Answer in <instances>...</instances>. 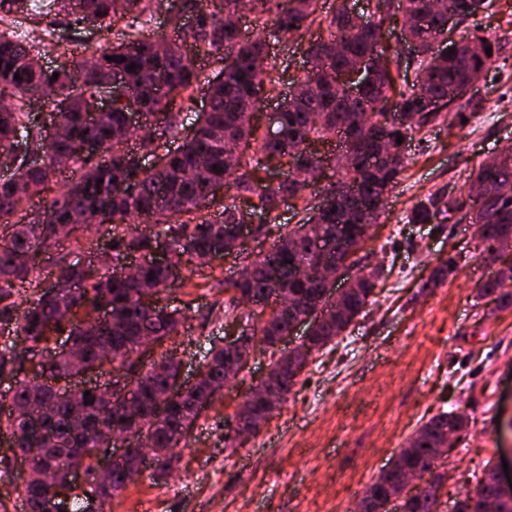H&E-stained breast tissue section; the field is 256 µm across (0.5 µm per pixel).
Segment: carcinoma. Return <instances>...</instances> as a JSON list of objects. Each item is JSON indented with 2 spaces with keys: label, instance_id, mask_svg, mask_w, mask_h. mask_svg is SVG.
Returning <instances> with one entry per match:
<instances>
[{
  "label": "carcinoma",
  "instance_id": "cac0c4a2",
  "mask_svg": "<svg viewBox=\"0 0 512 512\" xmlns=\"http://www.w3.org/2000/svg\"><path fill=\"white\" fill-rule=\"evenodd\" d=\"M389 2L378 0L379 15L360 26L346 0H334L326 18L327 36L310 46L311 67L301 80L306 88L291 107L280 112L279 136L273 140L258 136L252 124L256 103L273 92L276 83L272 71L257 66L256 60L266 54L268 37L303 36L320 16V0H53L63 24L75 34L90 28L108 30L114 21L124 22L129 30L127 39L96 50L93 66L62 69L55 81L33 47L0 28V97L11 99L8 107L0 108V156L15 163V178L0 180V224L7 230L0 236V328L14 336L0 345V377L14 380L8 392L0 393V407L16 405L32 413L30 419L0 415V435L9 436L27 462V478L14 486L27 512H60L62 501L44 484L43 475L66 470L80 448L103 447L104 427L128 434L137 444L129 452L136 456L140 455L138 444L150 441L158 476H168L175 449L213 403L212 384L224 380L225 366L232 365L241 374L252 343L276 347L296 320L297 310L283 308L254 323L255 312L240 309L243 302L266 307L275 293L286 289L303 305L325 306L321 286L300 277V268L316 266L327 253L343 260L346 250L336 249L338 241L356 248L369 239L371 226L384 214L405 169V144L397 143V138L405 140L409 131L439 120L448 105V90L478 81L498 53L497 41L472 33L451 42L452 53L441 64L428 65L431 46L448 38L447 21L434 11L435 0H400L397 8L405 13L409 35L419 51L415 79H402L393 74L392 59L379 42L380 25L391 17ZM444 2L462 20L491 6L490 0ZM28 5L29 0H0V23L5 15L27 13ZM161 8L175 30L180 29L184 13H192L195 26L188 35L196 54L222 63L214 77L204 78L191 66L181 39L164 42L160 52L161 38L143 37L144 24ZM243 12L257 30L247 41L224 21L227 14ZM477 42L491 52H472ZM366 54L377 56L380 63L368 73L362 96L353 100L336 87V72ZM122 56L126 57L123 62ZM132 63L136 70L131 72L128 65ZM16 75L20 79H14ZM117 78L125 84L126 94H113L111 110L88 120L86 114L96 96L112 94V81ZM201 84L208 88L209 106L196 115L190 135L176 146L183 131L181 112L173 111L176 98L193 102ZM37 94L51 95L53 111L64 125L62 138L47 141L32 122L26 106ZM132 106L162 128L159 137L138 145L140 153L161 159L157 167L139 166L128 150L127 114ZM338 130L345 141L336 154L309 149L311 142L327 139ZM227 138L237 143L239 151L227 147ZM90 143L99 146L97 154L84 152ZM30 152L42 154L40 165L26 164ZM317 169L328 186L314 214L301 219L254 259L247 279L224 281V292L232 293L224 301L225 314L248 325L243 344L233 354L211 347L205 376L183 392L167 396V387L179 378V362L163 355L138 373L131 355L140 352L144 336L160 346L180 333L186 311L160 304L162 293L188 280L182 274L174 276L173 270L191 273L207 263L210 252L232 245L242 223L236 198L249 199L252 210L263 215L264 224L278 226L281 204L296 198L308 185L305 173ZM100 178L101 184L97 183ZM469 178L492 194L490 205L469 192L434 194L417 203L408 219L412 224H429L443 207L460 212L462 219L477 227L493 255L497 248L512 245V158L481 164ZM51 182L57 191L44 212L33 217L24 212V203ZM217 185L228 186L233 194L231 201L220 203L218 216L210 218L202 208L212 201ZM58 224L94 225L107 232L114 248L101 255L103 266L134 252L159 249L167 252L168 262L147 266L132 280L108 271L97 274L72 258L79 241L70 234L57 241V287L45 288L40 282L44 238ZM140 224H161L163 229L146 234L139 231ZM456 268L457 260L448 258L425 287L438 285ZM511 280L512 265L484 283L480 295L496 296L503 309L512 307V290L502 288ZM377 281L374 269L345 292L341 311L320 312L316 328L302 344L286 356L272 358L270 373L280 387L273 403H253L236 412L234 422L259 432L271 411L287 401L309 357L342 335L373 302ZM18 283L32 288V295L22 302ZM102 306L111 308L112 320L95 317ZM53 332L67 336L83 363L66 352L55 355L39 368L58 387L34 389L27 378L16 376L25 363H34L37 354L47 349ZM106 349L114 353L112 363L117 369L137 373L141 382L128 399L92 388L90 396L71 402L65 397L70 379L102 367L100 353ZM128 400L138 405L141 420L122 411L121 405ZM78 416L83 420L80 428L74 425ZM466 426V418L455 410H442L429 418L407 441L402 456L366 487L357 512H439L448 472L436 473L434 468L448 455L445 437ZM495 468L487 460L481 476L475 478L474 490L453 503L454 512H486V502L492 498L497 512H512V490L497 486ZM405 469L426 473L430 479L422 489L408 491L402 481ZM139 473L127 460L118 461L112 464L109 482L69 490L68 508L84 512L86 494L110 498Z\"/></svg>",
  "mask_w": 512,
  "mask_h": 512
}]
</instances>
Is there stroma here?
Returning <instances> with one entry per match:
<instances>
[{
	"instance_id": "obj_1",
	"label": "stroma",
	"mask_w": 512,
	"mask_h": 512,
	"mask_svg": "<svg viewBox=\"0 0 512 512\" xmlns=\"http://www.w3.org/2000/svg\"><path fill=\"white\" fill-rule=\"evenodd\" d=\"M508 0L470 17L458 34L480 32L497 39L493 64L474 84L479 106L412 134L408 163L372 227L361 256L382 268L375 302L348 330L313 354L296 377L286 403L272 413L242 448L224 445L239 404L266 375L271 354L255 353L249 369L225 387L177 451L174 470L161 479L145 474L107 500L108 512H352L373 477L389 467L408 438L428 418L455 409L468 427L437 470L451 471L443 497L464 498L474 476L490 459L512 467V309L493 297L478 298L481 286L512 264V248L489 257L471 224L459 214L439 212L433 223L412 224L411 207L436 192L466 190L479 163L512 147V24ZM38 38L44 69L73 65L86 47L124 40L122 23L111 31L78 37L58 15L27 16ZM321 34L289 35L271 45L268 66L277 69L275 95L253 118L267 129L270 113L293 82L308 72V50ZM456 271L428 287L448 257ZM238 262L226 258L191 274L185 287L166 291L162 304L187 307V320L166 345L192 376L208 349L223 342L224 279Z\"/></svg>"
}]
</instances>
